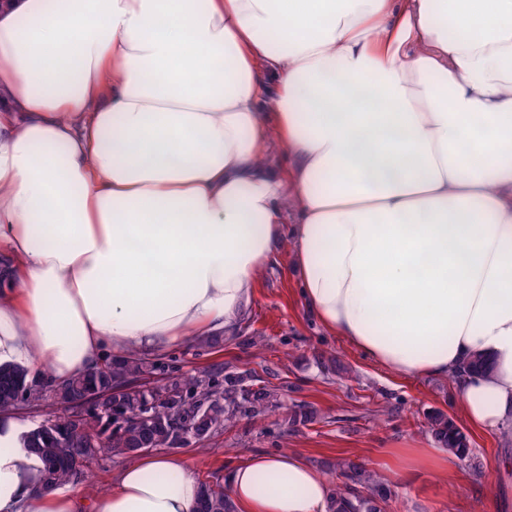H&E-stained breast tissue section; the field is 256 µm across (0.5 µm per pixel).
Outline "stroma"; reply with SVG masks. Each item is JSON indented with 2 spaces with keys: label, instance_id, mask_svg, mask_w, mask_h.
<instances>
[{
  "label": "stroma",
  "instance_id": "obj_1",
  "mask_svg": "<svg viewBox=\"0 0 512 512\" xmlns=\"http://www.w3.org/2000/svg\"><path fill=\"white\" fill-rule=\"evenodd\" d=\"M296 214L281 225V242L259 277L252 300L235 332L218 349L193 342L174 345L162 361L168 373L190 376L221 364L250 370L279 386L284 406L312 405L320 421L289 430L281 413L258 423L240 422L221 435L180 448L196 479L226 484L232 470L254 453L294 450L310 465L358 460L394 493L387 512H512V437L503 430L470 431L480 467L457 462L452 478L422 469L397 467L395 449L434 447L427 415L440 410L459 418V397L450 379L402 376L376 367L339 336L328 332L307 307L293 274ZM262 337L261 346L243 344ZM334 358L346 373L330 375L320 361ZM126 461L101 455L79 487L87 497L111 493Z\"/></svg>",
  "mask_w": 512,
  "mask_h": 512
}]
</instances>
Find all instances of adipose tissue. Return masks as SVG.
I'll list each match as a JSON object with an SVG mask.
<instances>
[{"label":"adipose tissue","mask_w":512,"mask_h":512,"mask_svg":"<svg viewBox=\"0 0 512 512\" xmlns=\"http://www.w3.org/2000/svg\"><path fill=\"white\" fill-rule=\"evenodd\" d=\"M290 209L330 333L512 424V0H0V365L58 384L224 333ZM22 431L0 416V512L196 510L185 457L140 455L90 503L42 487ZM226 492L331 496L293 451Z\"/></svg>","instance_id":"ef3b65f1"}]
</instances>
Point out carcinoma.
I'll list each match as a JSON object with an SVG mask.
<instances>
[{
  "label": "carcinoma",
  "mask_w": 512,
  "mask_h": 512,
  "mask_svg": "<svg viewBox=\"0 0 512 512\" xmlns=\"http://www.w3.org/2000/svg\"><path fill=\"white\" fill-rule=\"evenodd\" d=\"M162 363L137 354L99 362L86 373L49 390L63 412L23 434L26 448L43 462V484L57 486L84 477L100 455L135 457L147 448H174L204 441L240 420H254L282 408L278 389L250 372L208 371L181 380L161 375ZM46 387L19 366H0V412L38 406ZM295 428L318 420L302 405L287 415ZM440 447L460 460L474 461L469 435L449 416L430 417ZM341 482L330 496L329 512H387L391 492L362 464L339 465ZM198 512H236L224 490L199 481Z\"/></svg>",
  "instance_id": "cac0c4a2"
}]
</instances>
